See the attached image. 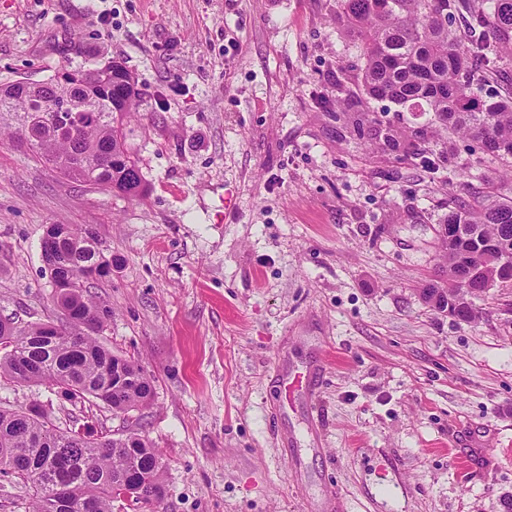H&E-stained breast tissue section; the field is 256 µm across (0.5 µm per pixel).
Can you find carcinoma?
Listing matches in <instances>:
<instances>
[{
	"label": "carcinoma",
	"instance_id": "1",
	"mask_svg": "<svg viewBox=\"0 0 512 512\" xmlns=\"http://www.w3.org/2000/svg\"><path fill=\"white\" fill-rule=\"evenodd\" d=\"M454 15L463 33L477 29L493 33L498 49L484 41H465L451 32L443 18ZM336 22L362 43L361 84L377 100L430 112L438 127L452 135L477 140L492 157H512V96L492 93L487 100L473 96L470 86L499 79V54L512 56V0H337ZM143 90L131 73L126 81L99 94L93 117L69 136L45 127L41 140L30 145L37 158L64 177L71 154L84 155L80 182L135 196L142 180H133L125 166L103 161L109 153L129 155L125 119L139 106ZM52 112L51 98L20 85L0 87V129L19 135L33 122L41 125ZM373 128L359 127L361 136L394 152L406 153L412 143L379 117ZM443 232L448 258L446 282L424 289L425 299L438 312L450 306L453 317L476 318L475 299L499 281L502 265L512 264V198L488 197L471 206L460 204L448 213ZM69 238L65 251L54 237ZM45 264L73 280L84 278L87 266L112 263V251L93 230L76 224H48L42 238ZM62 307L79 322L19 326L0 318V378L31 386H54L72 400L92 398L124 417L153 400V380L141 364L102 347L93 334L102 330L112 311L90 287L65 297ZM72 425L61 428L41 412L0 407V468L29 486V512H51V496L63 490L69 512H114L121 473L139 474L145 488L144 506L157 512L163 495L165 461L141 433L118 438L82 433Z\"/></svg>",
	"mask_w": 512,
	"mask_h": 512
}]
</instances>
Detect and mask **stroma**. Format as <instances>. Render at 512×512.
I'll return each instance as SVG.
<instances>
[{
  "label": "stroma",
  "mask_w": 512,
  "mask_h": 512,
  "mask_svg": "<svg viewBox=\"0 0 512 512\" xmlns=\"http://www.w3.org/2000/svg\"><path fill=\"white\" fill-rule=\"evenodd\" d=\"M336 0H0V85L121 63L144 91L126 144L144 191L60 175L0 136V317L58 321L41 240L92 228L112 252L97 335L155 379L128 419L0 380V406L139 429L166 462L159 512H504L512 497V282L463 322L446 276L459 203L512 197V160L433 136V116L368 98ZM424 132L403 160L364 114ZM315 397L279 418L283 377ZM468 453L459 469L455 455Z\"/></svg>",
  "instance_id": "35a3bbf8"
}]
</instances>
